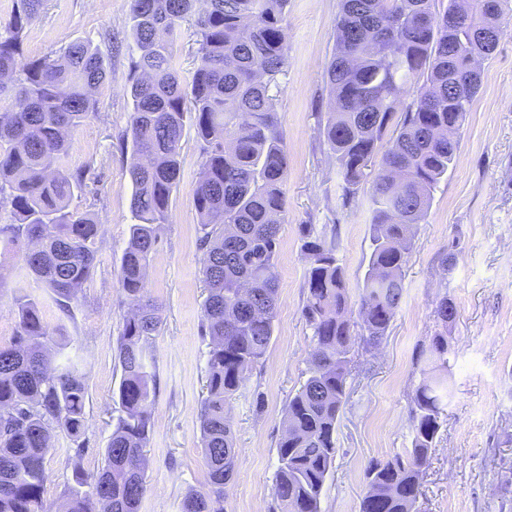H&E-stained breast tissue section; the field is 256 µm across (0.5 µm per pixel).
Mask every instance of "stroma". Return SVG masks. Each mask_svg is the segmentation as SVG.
Returning <instances> with one entry per match:
<instances>
[{"label": "stroma", "instance_id": "obj_1", "mask_svg": "<svg viewBox=\"0 0 512 512\" xmlns=\"http://www.w3.org/2000/svg\"><path fill=\"white\" fill-rule=\"evenodd\" d=\"M338 2L290 0L288 6V64L276 94L288 165L278 313L261 365L228 404L239 472L224 490L222 512H269L272 504L276 442L310 352L301 314L307 292L301 225L336 229L350 290H357L364 273L366 197L343 205L336 163L319 133V120L332 102L324 71L334 50ZM130 29L128 0H43L17 59L22 66L88 40L100 50L107 70L93 92L96 114L73 130V148L64 161L66 168L87 174V187L73 198V208L91 213L99 226L96 268L73 313L64 314L46 298L41 283L25 276L21 249L0 248V344H9L16 333L14 290L42 298L45 328L54 341L67 343L87 377V422L77 443L88 472L101 468L112 432V395L120 381L117 338L129 312L118 271L131 220L132 185L119 149L132 110ZM481 71L482 88L457 133L454 165L415 230L404 295L388 333L379 348H366L359 340L353 345L360 369L348 380L349 401L338 422L339 452L325 485L323 512H358L369 462L410 447L413 360L436 329L434 309L443 297L456 307L448 327L451 395L416 510L512 512V22L504 24ZM200 172V144L189 128L180 183L145 277L162 325L151 341L158 381L141 512H180L184 496L207 483L199 430L208 351L201 335L205 254L198 246L193 204ZM451 251L455 264L442 266ZM73 443L57 435L45 458L48 505L58 506L64 498Z\"/></svg>", "mask_w": 512, "mask_h": 512}]
</instances>
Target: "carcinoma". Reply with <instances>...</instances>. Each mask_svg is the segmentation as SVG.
<instances>
[{
  "label": "carcinoma",
  "mask_w": 512,
  "mask_h": 512,
  "mask_svg": "<svg viewBox=\"0 0 512 512\" xmlns=\"http://www.w3.org/2000/svg\"><path fill=\"white\" fill-rule=\"evenodd\" d=\"M129 0L136 47L132 112L121 151L132 184V224L119 269L131 312L117 356L121 377L116 423L104 465L88 474L82 448L69 456L72 483L61 512H140L147 492L145 462L156 399L149 350L161 324L147 296L145 270L160 240L180 180L185 119L201 144V176L193 202L200 222L206 296L202 335L209 338L207 394L199 424L207 468L203 492H189L181 512H217L238 471L227 401L246 385L270 345L278 308L280 215L287 177L276 98L288 58V0ZM507 0H339L335 44L325 71L332 94L320 135L336 162L347 206L369 187V253L352 303L337 255L336 230L301 225L307 273L302 317L311 331L305 379L289 397L277 445L273 512H322L335 463L336 430L347 402L351 348L361 335L380 345L404 294L408 244L448 175L454 135L482 84L475 66L501 38ZM42 0H20L0 38V224L9 245H36L24 255L26 274L72 312L96 267L98 225L71 208L82 171L65 167L69 131L96 113L89 91L106 79L101 54L76 41L56 56L17 69L26 26ZM192 29L196 67L184 80L174 45ZM17 331L0 346V512H51L43 499L44 459L62 432L78 441L86 425L88 385L71 359L51 352L41 301L17 289ZM438 328L419 351L411 394V447L366 469L359 512H415L448 401V323L455 306L439 299Z\"/></svg>",
  "instance_id": "cac0c4a2"
}]
</instances>
